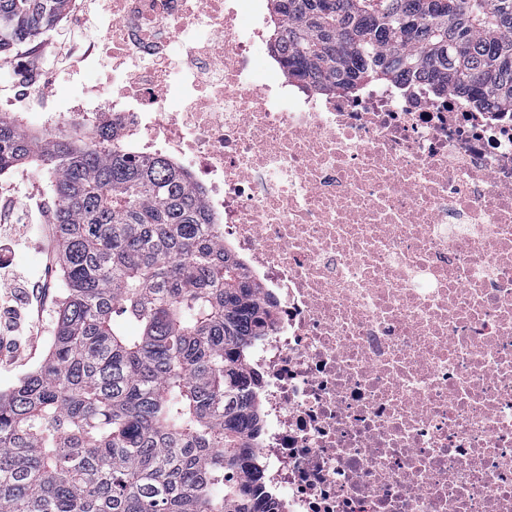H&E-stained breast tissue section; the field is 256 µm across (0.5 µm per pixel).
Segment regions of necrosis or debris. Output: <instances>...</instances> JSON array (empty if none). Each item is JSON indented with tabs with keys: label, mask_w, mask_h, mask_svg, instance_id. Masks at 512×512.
Wrapping results in <instances>:
<instances>
[{
	"label": "necrosis or debris",
	"mask_w": 512,
	"mask_h": 512,
	"mask_svg": "<svg viewBox=\"0 0 512 512\" xmlns=\"http://www.w3.org/2000/svg\"><path fill=\"white\" fill-rule=\"evenodd\" d=\"M37 134L188 171L275 304L250 368L276 512H512V114L426 80L297 93L264 0H110Z\"/></svg>",
	"instance_id": "1"
}]
</instances>
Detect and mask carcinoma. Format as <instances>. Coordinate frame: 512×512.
Instances as JSON below:
<instances>
[{
    "mask_svg": "<svg viewBox=\"0 0 512 512\" xmlns=\"http://www.w3.org/2000/svg\"><path fill=\"white\" fill-rule=\"evenodd\" d=\"M69 0H0V53ZM271 52L325 92L425 78L512 113V0H271ZM53 177L64 284L48 354L0 393V512H274L248 369L276 324L200 190L115 130L44 141L0 117V174Z\"/></svg>",
    "mask_w": 512,
    "mask_h": 512,
    "instance_id": "1",
    "label": "carcinoma"
}]
</instances>
